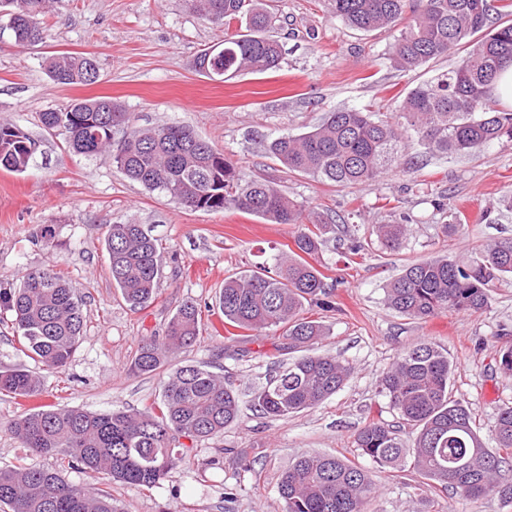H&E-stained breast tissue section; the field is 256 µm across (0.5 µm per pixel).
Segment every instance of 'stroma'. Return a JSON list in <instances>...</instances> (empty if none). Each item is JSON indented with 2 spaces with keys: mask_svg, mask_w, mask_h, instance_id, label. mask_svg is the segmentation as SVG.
<instances>
[{
  "mask_svg": "<svg viewBox=\"0 0 512 512\" xmlns=\"http://www.w3.org/2000/svg\"><path fill=\"white\" fill-rule=\"evenodd\" d=\"M274 6L279 70L226 82L204 76L195 60L204 49L223 47L227 27L199 18L184 0H53L42 18L45 41L34 46L15 44L7 18L0 17V123L18 125L40 144L25 174L0 170V286L18 284L27 270L52 267L84 300L79 346L63 371L43 372L40 405L135 411L159 399L160 376L132 373L130 363L188 300L201 309V334L174 355L173 365L204 364L245 388L264 383L286 359L279 330L252 337L242 350L225 349L215 296L226 277L271 267L276 255L293 248L295 232L239 210H191L148 191L126 179L111 154L70 149L43 127L41 113L102 97L133 113L138 127L190 128L245 174L276 183L336 226L315 261L333 288L331 305L313 314L330 327L318 352L347 360L352 377L323 404L284 419L263 418L243 404L222 434L183 440L184 460L149 490L64 471L71 484L109 488L122 512H283L278 478L294 459L333 454L371 467L354 437L369 421H395L380 378L421 341L447 350L455 364L453 393L473 413L482 437H489L499 406L512 402V376L498 368L500 332H512V278L495 282L488 308L478 313L446 311L417 321L385 303L387 281L408 264L512 240V142L448 159L419 155L405 144L379 181L350 188L286 173L267 151L272 138L304 132L336 107L366 108L395 121L411 89L453 68L466 46L399 71L387 58V33L351 29L330 13L327 0H275ZM61 53L93 56L97 81L56 84L44 59ZM129 222L150 230L165 256L159 296L140 311L130 310L113 288L104 243L108 225ZM455 222L459 232H445ZM40 224L54 226L50 242L34 241ZM375 224H407L411 232L399 250L389 251L372 237ZM355 241L366 245L357 255L349 251ZM29 408L27 400L0 394V468L20 460L54 464L22 448L8 429ZM242 456L251 471L241 469ZM371 469L377 493L368 512H512V503L496 498L475 502L427 489L411 471ZM228 488L237 491L230 506Z\"/></svg>",
  "mask_w": 512,
  "mask_h": 512,
  "instance_id": "35a3bbf8",
  "label": "stroma"
}]
</instances>
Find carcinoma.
Returning a JSON list of instances; mask_svg holds the SVG:
<instances>
[{"instance_id":"cac0c4a2","label":"carcinoma","mask_w":512,"mask_h":512,"mask_svg":"<svg viewBox=\"0 0 512 512\" xmlns=\"http://www.w3.org/2000/svg\"><path fill=\"white\" fill-rule=\"evenodd\" d=\"M189 9L239 31L224 40V54L202 53L195 65L212 78L279 69L282 49L274 35L276 15L263 0H185ZM47 0H0L13 16L10 30L19 45L44 38L40 17ZM328 9L347 26L368 33H390L388 60L400 69L420 67L467 41L472 50L451 70L413 88L399 120L336 108L298 135L272 139L268 152L292 174L312 176L347 188L378 181L396 162L397 146L408 138L425 154L470 157L500 141H512V111L496 107L490 86L512 63V0H501L506 21L489 25L488 0H328ZM47 71L61 85L92 84L95 61L84 54L49 59ZM48 130L65 129L66 144L80 154L112 153L116 168L151 191L208 212L242 210L272 224L297 227L296 251L274 257V266L244 270L224 280L218 297L224 322L246 331L283 330L288 352L282 365L251 399L255 411L273 420L312 409L343 388L354 368L331 354L313 352L329 328L303 316L306 307L328 308L332 289L311 263L333 225L303 223L305 205L269 181L247 177L224 152L180 125L138 129L109 99L77 100L63 111L41 114ZM116 129L125 130L119 143ZM36 141L13 124H0V169L24 174ZM408 224H375L385 248H399ZM112 283L131 308L157 298L162 255L157 240L141 224H111L105 238ZM512 276V240L497 242L466 262L455 258L406 266L385 292L388 307L412 320L454 310L475 313L489 303L494 282ZM12 318L23 355L48 371L63 370L82 336V304L68 281L52 268L30 270L20 284L0 287V313ZM198 307L182 304L164 336L145 340L130 369L155 375L168 354L193 347L200 334ZM453 362L448 352L423 341L402 353L380 379L381 392L397 416L373 421L357 433L361 454L383 469L410 467L428 487L450 488L478 501L496 496L512 502V403L498 408L492 429L496 450L485 446L469 408L453 395ZM44 384L24 364L0 370V393L15 398L40 396ZM240 397L234 380L202 366L186 365L168 375L162 394L138 412H90L78 407L34 408L10 423L21 446L56 457L58 466L23 464L0 468V506L7 512H119L102 488L68 483L62 470L102 474L130 486L151 489L182 460L180 438H212L237 420ZM410 430L412 445L401 433ZM283 512H366L376 484L371 471L336 455H304L281 474Z\"/></svg>"}]
</instances>
